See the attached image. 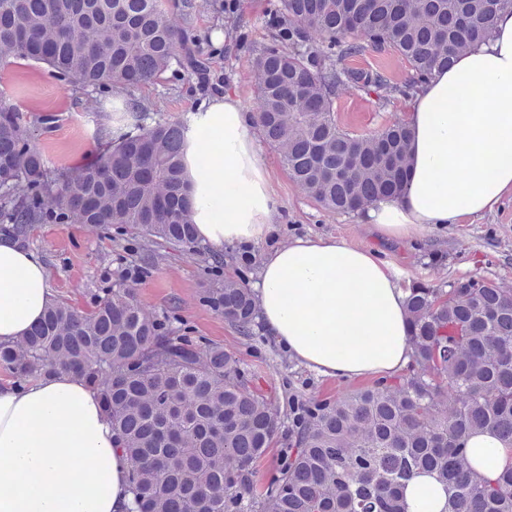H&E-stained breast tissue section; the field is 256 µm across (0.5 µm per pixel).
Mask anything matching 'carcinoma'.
Listing matches in <instances>:
<instances>
[{"mask_svg": "<svg viewBox=\"0 0 512 512\" xmlns=\"http://www.w3.org/2000/svg\"><path fill=\"white\" fill-rule=\"evenodd\" d=\"M193 0H0V71L43 64L67 86L130 91L169 71L201 86L209 53L179 19ZM236 36L224 52L254 67L258 125L282 163L324 210L361 213L401 192L410 132L398 121L355 134L336 118L342 88L379 105L413 99L454 56L488 39L512 0H267L256 44L243 0H222ZM396 55L401 81L356 67ZM48 120L0 99V236L27 241L38 224L112 226L149 243L197 252L183 168V124L158 120L112 137L77 171L49 166L36 141ZM242 256L205 301L237 332L258 317ZM411 360L401 372L336 396L288 391V433L269 396L250 386L224 347L172 331L115 286L80 311L50 306L29 334L0 342V368L23 384L74 372L102 401L131 462V512H408L404 489L430 473L445 512H512V465L474 472L468 437L492 431L512 448V292L482 276L407 288ZM279 446L267 482L257 466Z\"/></svg>", "mask_w": 512, "mask_h": 512, "instance_id": "cac0c4a2", "label": "carcinoma"}]
</instances>
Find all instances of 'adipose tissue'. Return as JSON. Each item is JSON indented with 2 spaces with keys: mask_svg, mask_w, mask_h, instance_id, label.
<instances>
[{
  "mask_svg": "<svg viewBox=\"0 0 512 512\" xmlns=\"http://www.w3.org/2000/svg\"><path fill=\"white\" fill-rule=\"evenodd\" d=\"M490 39L458 54L414 96L405 117L410 162L401 194L363 214L379 237L408 239L493 211L512 198V12ZM255 121L236 91L205 97L183 147L196 236L214 249L266 241L282 221ZM253 292L265 329L323 376L390 374L410 359L406 294L375 250L298 237L268 252ZM55 300L40 258L0 237V342L26 336ZM475 471L494 477L512 453L491 432L467 441ZM131 466L96 391L60 370L0 384V512H129ZM409 512H444L431 476L405 489Z\"/></svg>",
  "mask_w": 512,
  "mask_h": 512,
  "instance_id": "obj_1",
  "label": "adipose tissue"
}]
</instances>
